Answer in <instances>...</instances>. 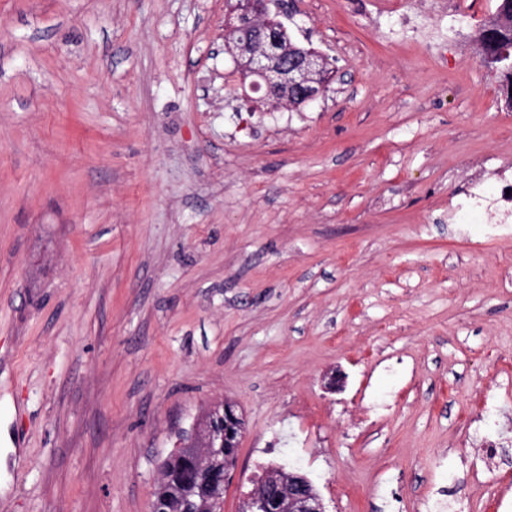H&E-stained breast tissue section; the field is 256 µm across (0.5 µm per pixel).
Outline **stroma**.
I'll list each match as a JSON object with an SVG mask.
<instances>
[{
  "label": "stroma",
  "mask_w": 512,
  "mask_h": 512,
  "mask_svg": "<svg viewBox=\"0 0 512 512\" xmlns=\"http://www.w3.org/2000/svg\"><path fill=\"white\" fill-rule=\"evenodd\" d=\"M496 0H290L326 95L261 102L226 0H0V512H149L182 431L245 419L327 512H512V177ZM506 189H510L509 195H506ZM501 202L503 205H499ZM506 204H511V208H508ZM457 206V212L461 214H467L477 209L487 210L489 208L491 210L493 208L494 216L488 222L490 230L493 232H512V226L510 225L512 223V179L503 181L497 201L488 197L484 188L478 184L472 188L465 200Z\"/></svg>",
  "instance_id": "stroma-1"
}]
</instances>
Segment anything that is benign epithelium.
<instances>
[{
	"mask_svg": "<svg viewBox=\"0 0 512 512\" xmlns=\"http://www.w3.org/2000/svg\"><path fill=\"white\" fill-rule=\"evenodd\" d=\"M269 0H233L224 15L225 50L234 59L244 77H256V89H264L271 104H308L327 91L329 60L311 50L290 55L283 47L281 30L267 18ZM225 434L213 425L206 426L200 444L201 454L194 457L198 479L209 486L208 512H218L223 500V485L215 480L224 472L229 480L237 465V456L224 450ZM241 512H326L325 504L309 478L295 470L288 476L269 474L264 487L249 493Z\"/></svg>",
	"mask_w": 512,
	"mask_h": 512,
	"instance_id": "1",
	"label": "benign epithelium"
}]
</instances>
